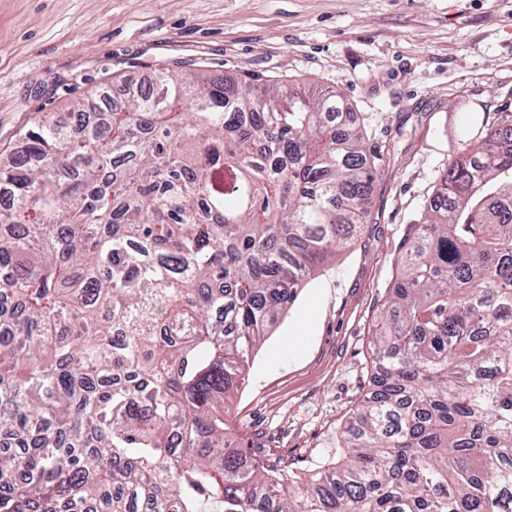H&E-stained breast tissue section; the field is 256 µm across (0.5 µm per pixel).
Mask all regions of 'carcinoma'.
Listing matches in <instances>:
<instances>
[{"mask_svg": "<svg viewBox=\"0 0 512 512\" xmlns=\"http://www.w3.org/2000/svg\"><path fill=\"white\" fill-rule=\"evenodd\" d=\"M0 157V512H512V112L448 163L371 329L341 460L279 471L224 401L368 223L344 98L179 62Z\"/></svg>", "mask_w": 512, "mask_h": 512, "instance_id": "cac0c4a2", "label": "carcinoma"}]
</instances>
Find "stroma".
Returning a JSON list of instances; mask_svg holds the SVG:
<instances>
[{
    "label": "stroma",
    "instance_id": "1",
    "mask_svg": "<svg viewBox=\"0 0 512 512\" xmlns=\"http://www.w3.org/2000/svg\"><path fill=\"white\" fill-rule=\"evenodd\" d=\"M181 60L336 90L381 156L361 238L311 276L226 404V437L252 457L335 462L410 226L449 161L512 112V0H0V152Z\"/></svg>",
    "mask_w": 512,
    "mask_h": 512
}]
</instances>
